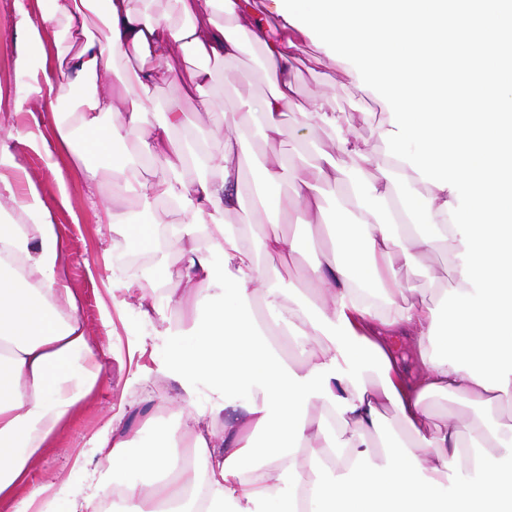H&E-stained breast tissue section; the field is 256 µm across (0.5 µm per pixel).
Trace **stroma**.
I'll list each match as a JSON object with an SVG mask.
<instances>
[{
	"mask_svg": "<svg viewBox=\"0 0 512 512\" xmlns=\"http://www.w3.org/2000/svg\"><path fill=\"white\" fill-rule=\"evenodd\" d=\"M24 10L35 20L41 15L32 0H0V145L9 149L14 164L27 176L57 227L64 247L60 285L77 298L79 316L103 373L13 496L0 501V512H29V499L36 491L41 494L42 512H68L74 489L115 480L140 484L149 479L148 474L124 463L104 461L99 452V440L111 432L112 417L118 410L126 412L130 447L140 448L168 442L174 434L183 435L191 416L215 406L217 398L206 378H192L194 404L187 408L181 401V387L170 376L173 355L194 346L196 327L206 319L209 305L201 303L186 313L170 300L167 276L184 266L180 250L157 249L137 239L118 241L108 229L105 215L114 209L136 224L154 218L169 224L177 216L162 207L153 215L144 212L143 201L134 192L113 198L109 159L91 157L89 164L96 167L97 176L88 178L85 164L61 142L53 108L41 102L34 81L15 65L17 23ZM199 64L194 56L180 55L174 68L157 65L156 78L143 91V99L150 104L177 99L184 111H191L192 93L182 76ZM294 66L298 101L326 98L352 136L381 152L380 134L390 114L379 94L356 88L347 63L309 42L297 52ZM268 91L259 47H248L230 68H215L217 106L240 109ZM321 149H335L330 130L321 124L299 130L280 146L281 153L298 164L306 161L308 153ZM284 231L287 237L302 241L298 254L277 263L283 294L291 297L302 286L303 267L316 259L323 242L299 224L285 225ZM418 262L434 269L436 278L431 281L408 274V298L439 301L454 279L455 243L437 242L419 255ZM133 273L146 287L144 296L126 288ZM150 392L162 403L147 416L142 401ZM79 454L86 459L81 470L73 466Z\"/></svg>",
	"mask_w": 512,
	"mask_h": 512,
	"instance_id": "stroma-1",
	"label": "stroma"
}]
</instances>
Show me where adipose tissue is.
Here are the masks:
<instances>
[{
	"label": "adipose tissue",
	"instance_id": "ef3b65f1",
	"mask_svg": "<svg viewBox=\"0 0 512 512\" xmlns=\"http://www.w3.org/2000/svg\"><path fill=\"white\" fill-rule=\"evenodd\" d=\"M150 0H51L41 23L22 14L24 38L40 41L42 24L54 37L56 65L44 98H59L76 82L88 90L74 111L60 113L62 141L88 133V151L110 157L113 197L123 196L129 173L145 162L163 160L167 176L141 184L145 204L164 203L181 216V227L160 221L147 227L156 246L182 248L186 263L169 296L197 307L202 287L220 292L208 319L197 329L193 350L177 354L175 382L201 373L224 398L218 410L198 414L189 437L192 464L167 448L151 446L127 453L124 415L112 419L111 434L99 450L105 460L153 474L137 486L113 482L71 494L69 512H109L111 490L136 501L144 512H512V418L498 413L512 406V391L478 385L467 372L431 363L428 341L432 315L423 300L404 298L401 276L413 254L440 239L460 241L447 215L455 196L421 180L404 162L375 157L366 144L338 123L328 103L296 100V52L306 35L286 19L276 33L255 9L254 0H177L186 22L170 23L154 14ZM263 47V71L272 89L248 105L246 113H217L208 61L237 60L248 45ZM194 55L202 67L187 75L193 111L172 100L163 120L152 123V106L140 97L154 78L150 67L116 74V56L170 61L176 51ZM299 109L303 127L327 125L338 153L323 151L295 165L274 153L258 161L252 179L240 171L252 155V130L273 147L292 133L286 115ZM224 129L221 162L206 149V128ZM191 128L194 138H175ZM131 141L134 155L115 154V144ZM347 156L346 171L337 154ZM375 168L363 192L336 202V222L324 214L325 189ZM287 183L274 203L253 193L263 185ZM25 220L0 221V499L27 476L74 406L96 385L102 365L94 353L69 289L59 287L63 243L39 197H12ZM271 211L272 219L239 228L228 215L243 207ZM297 215L309 232L329 238L302 281L319 289L315 299L280 303L279 259L299 252L280 220ZM224 254L223 270L210 261ZM262 294L272 313L263 323L250 303ZM292 336H319L318 350L302 349L303 361H284ZM409 349L420 370L407 376L396 357ZM252 388L245 400L242 388ZM450 394L476 406L486 421L461 424L435 417L427 404ZM393 408L406 438L381 436L385 408ZM346 437L336 441L337 426ZM498 449L489 463L487 449ZM474 477L458 480L461 462Z\"/></svg>",
	"mask_w": 512,
	"mask_h": 512
}]
</instances>
